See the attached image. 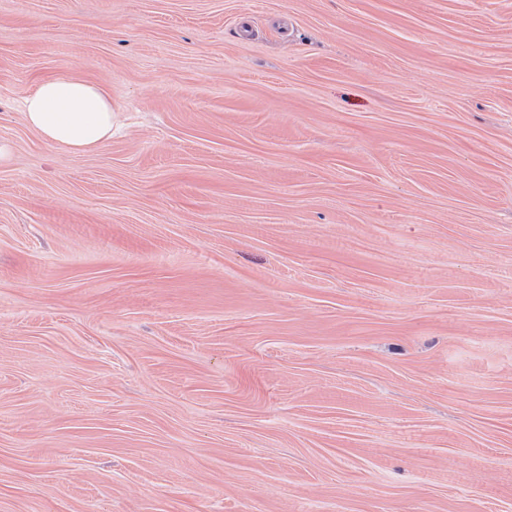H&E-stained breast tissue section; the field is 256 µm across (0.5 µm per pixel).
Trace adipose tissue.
Wrapping results in <instances>:
<instances>
[{"label": "adipose tissue", "instance_id": "adipose-tissue-1", "mask_svg": "<svg viewBox=\"0 0 512 512\" xmlns=\"http://www.w3.org/2000/svg\"><path fill=\"white\" fill-rule=\"evenodd\" d=\"M21 111L29 129L64 153H91L112 137L109 90L70 71L35 83Z\"/></svg>", "mask_w": 512, "mask_h": 512}]
</instances>
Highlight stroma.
I'll use <instances>...</instances> for the list:
<instances>
[{"instance_id": "1", "label": "stroma", "mask_w": 512, "mask_h": 512, "mask_svg": "<svg viewBox=\"0 0 512 512\" xmlns=\"http://www.w3.org/2000/svg\"><path fill=\"white\" fill-rule=\"evenodd\" d=\"M0 145V512H512V0H0ZM21 111L26 126L60 152L91 153L112 139L109 90L74 72L39 80Z\"/></svg>"}]
</instances>
